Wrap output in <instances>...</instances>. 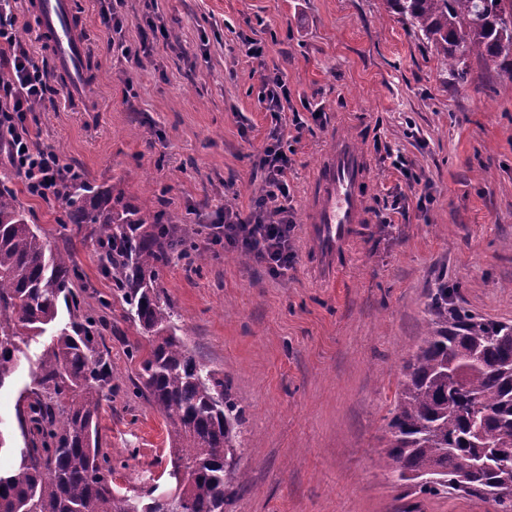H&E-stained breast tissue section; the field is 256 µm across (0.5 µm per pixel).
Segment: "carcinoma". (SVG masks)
Segmentation results:
<instances>
[{
    "label": "carcinoma",
    "instance_id": "carcinoma-1",
    "mask_svg": "<svg viewBox=\"0 0 512 512\" xmlns=\"http://www.w3.org/2000/svg\"><path fill=\"white\" fill-rule=\"evenodd\" d=\"M388 12L467 75V61H491L512 76V0H384ZM0 179V389L32 337L50 333L34 387L17 409L24 447L0 469V512H224L241 485L243 410L224 374L208 368L179 337L177 315L157 290L159 270L192 255L191 242L160 214H143L112 190L65 179L61 227L89 224L142 339L133 383L163 417L171 463L189 477L160 502L112 488L100 455L102 387L112 367L95 346L93 321L78 315L79 270L27 222L16 192ZM443 284L428 304L431 331L403 366L387 422L386 464L396 481L438 496L453 490L512 512V324L453 305ZM65 306L69 321L60 317Z\"/></svg>",
    "mask_w": 512,
    "mask_h": 512
}]
</instances>
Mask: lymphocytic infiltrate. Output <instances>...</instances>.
<instances>
[{"label":"lymphocytic infiltrate","mask_w":512,"mask_h":512,"mask_svg":"<svg viewBox=\"0 0 512 512\" xmlns=\"http://www.w3.org/2000/svg\"><path fill=\"white\" fill-rule=\"evenodd\" d=\"M17 3L0 0V62L6 63L12 73L10 81L0 83V147L19 171L26 192L50 203L58 200L61 181L69 169L55 151L35 143L29 117L34 105L51 100L53 89L47 70L16 38ZM290 165L281 140L269 143L254 163L264 176L263 196L255 200L249 214L230 208L221 210L217 223L209 227L212 241L249 251L276 277L286 272L296 258L291 242L293 219L287 206ZM270 200L279 203L273 220L265 214Z\"/></svg>","instance_id":"lymphocytic-infiltrate-1"}]
</instances>
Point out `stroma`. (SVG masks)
I'll return each mask as SVG.
<instances>
[{
    "label": "stroma",
    "mask_w": 512,
    "mask_h": 512,
    "mask_svg": "<svg viewBox=\"0 0 512 512\" xmlns=\"http://www.w3.org/2000/svg\"><path fill=\"white\" fill-rule=\"evenodd\" d=\"M72 3L96 95L61 93L36 112L39 143L113 196L164 212L206 255L199 267L172 260L157 284L186 345L223 372L244 410L245 483L229 512H401L412 502L420 512H492L477 498L414 494L379 456L402 359L430 330L436 288L448 284L458 308L512 324V77L473 59L458 80L383 0H125L117 42L100 0ZM150 20L176 38L141 47ZM249 38L262 41V58L247 55ZM276 71L290 92L278 122L261 100L262 75ZM338 126L360 133L373 178L368 222L327 284L303 231L313 170ZM276 132L290 152L297 253L278 278L209 244L205 229L224 207L251 209L263 188L252 157ZM12 186L28 223L82 272L80 312L97 320L116 374L99 416L113 487L166 491L165 422L132 386L140 328L95 238L60 231V204L31 197L21 178ZM47 342L29 341L0 389L18 447L17 403Z\"/></svg>",
    "instance_id": "35a3bbf8"
}]
</instances>
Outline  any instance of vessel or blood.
Segmentation results:
<instances>
[{
  "instance_id": "b4317fda",
  "label": "vessel or blood",
  "mask_w": 512,
  "mask_h": 512,
  "mask_svg": "<svg viewBox=\"0 0 512 512\" xmlns=\"http://www.w3.org/2000/svg\"><path fill=\"white\" fill-rule=\"evenodd\" d=\"M30 7L42 32L51 37L56 66L66 77L69 94H83L86 48L74 25L71 0H31ZM370 181L366 154L350 139L336 137L312 182L313 203L305 227L306 249L321 281H334L357 225L368 220L364 188Z\"/></svg>"
}]
</instances>
